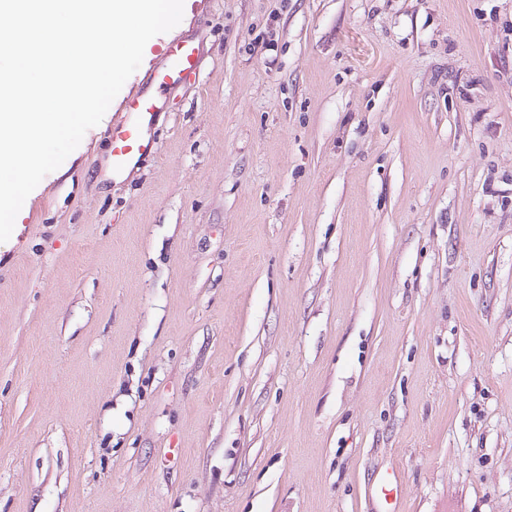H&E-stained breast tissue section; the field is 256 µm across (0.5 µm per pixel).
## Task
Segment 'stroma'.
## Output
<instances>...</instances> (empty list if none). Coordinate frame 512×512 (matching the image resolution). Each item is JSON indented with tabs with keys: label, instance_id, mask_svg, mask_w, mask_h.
<instances>
[{
	"label": "stroma",
	"instance_id": "35a3bbf8",
	"mask_svg": "<svg viewBox=\"0 0 512 512\" xmlns=\"http://www.w3.org/2000/svg\"><path fill=\"white\" fill-rule=\"evenodd\" d=\"M20 222L0 512H512V0H184ZM199 68L198 49L191 42L183 40L165 53L162 66L147 71L145 82L155 88V94L137 93L129 99L125 108L127 117L122 116L113 123L108 133L113 178L125 174L143 157L157 153L151 129L158 112L165 107V91L169 85L195 76Z\"/></svg>",
	"mask_w": 512,
	"mask_h": 512
}]
</instances>
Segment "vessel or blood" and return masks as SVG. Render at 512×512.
Returning <instances> with one entry per match:
<instances>
[{"mask_svg":"<svg viewBox=\"0 0 512 512\" xmlns=\"http://www.w3.org/2000/svg\"><path fill=\"white\" fill-rule=\"evenodd\" d=\"M199 68L198 49L184 40L165 53L162 66L147 71L146 82L154 87V94H137L129 99L126 117L113 123L108 133L113 176H122L143 157L156 154L151 129L159 112L165 107V91L169 85L195 76Z\"/></svg>","mask_w":512,"mask_h":512,"instance_id":"b4317fda","label":"vessel or blood"}]
</instances>
